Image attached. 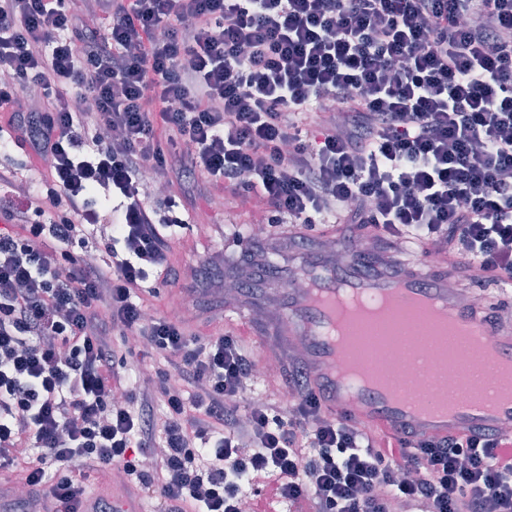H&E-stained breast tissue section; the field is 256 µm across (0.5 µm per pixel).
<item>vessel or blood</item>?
<instances>
[{
  "instance_id": "obj_1",
  "label": "vessel or blood",
  "mask_w": 512,
  "mask_h": 512,
  "mask_svg": "<svg viewBox=\"0 0 512 512\" xmlns=\"http://www.w3.org/2000/svg\"><path fill=\"white\" fill-rule=\"evenodd\" d=\"M297 273L305 286L287 290L276 320L277 333L282 337H302L304 349L300 357L310 371L314 386L322 391L323 405L332 416H352L387 434L410 429L425 437L466 434L477 429L512 430V402L501 403L495 414L489 415L465 401L448 420L418 422L404 406L379 392L363 393L356 405L346 401L331 376L336 363V346L328 336L335 321L333 299L343 293L371 294L385 290L422 299L444 297L449 293V279L442 268L429 262L416 271L366 274L354 261L322 255L301 262ZM454 314L462 322L476 325L486 341L512 350L511 311L504 313L501 320L492 321L480 309L459 303Z\"/></svg>"
}]
</instances>
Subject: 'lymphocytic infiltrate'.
<instances>
[{"label":"lymphocytic infiltrate","instance_id":"1","mask_svg":"<svg viewBox=\"0 0 512 512\" xmlns=\"http://www.w3.org/2000/svg\"><path fill=\"white\" fill-rule=\"evenodd\" d=\"M0 112V143L46 164L34 186L0 163L26 200L0 225V512H112L87 480L117 470L154 512H239L261 477L257 508L512 512L501 432L331 417L294 353L292 402L255 401L220 283L191 274L192 319L152 312L184 220L140 197L148 169L208 206L255 205L262 235L202 252L238 280L332 224L372 241L352 255L370 268L432 253L460 289L511 282L512 0H0ZM103 222L106 259L74 251ZM134 337L151 370L119 357Z\"/></svg>","mask_w":512,"mask_h":512}]
</instances>
